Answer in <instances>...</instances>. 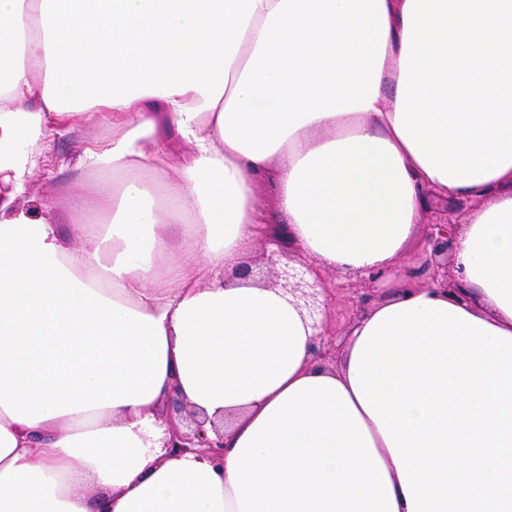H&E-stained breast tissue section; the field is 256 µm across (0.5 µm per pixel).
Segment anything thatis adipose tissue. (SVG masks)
<instances>
[{"label": "adipose tissue", "instance_id": "obj_1", "mask_svg": "<svg viewBox=\"0 0 512 512\" xmlns=\"http://www.w3.org/2000/svg\"><path fill=\"white\" fill-rule=\"evenodd\" d=\"M96 112L65 235L18 199ZM0 182V512H512V0H0ZM435 195L482 202L466 301L391 295L339 367L236 276L274 224L397 278ZM174 395L222 465L166 454Z\"/></svg>", "mask_w": 512, "mask_h": 512}]
</instances>
